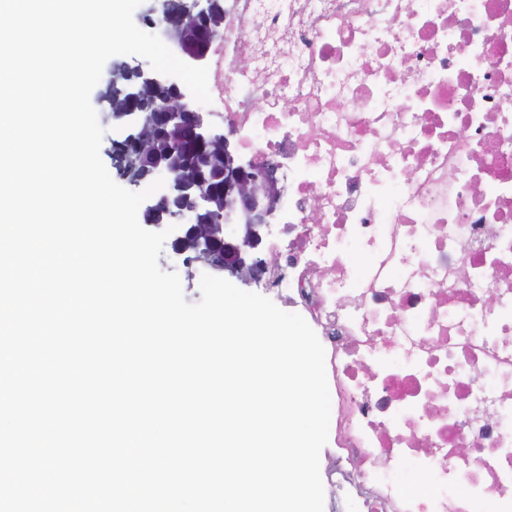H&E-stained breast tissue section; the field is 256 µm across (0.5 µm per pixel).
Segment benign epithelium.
I'll return each instance as SVG.
<instances>
[{
  "instance_id": "1",
  "label": "benign epithelium",
  "mask_w": 512,
  "mask_h": 512,
  "mask_svg": "<svg viewBox=\"0 0 512 512\" xmlns=\"http://www.w3.org/2000/svg\"><path fill=\"white\" fill-rule=\"evenodd\" d=\"M222 11L223 0H182L180 16L173 18L164 0L160 8L149 11L147 21L162 29L186 63L198 66L206 58V46L223 35V29L213 25ZM187 28L196 32L201 49L192 51L182 43L180 32ZM138 83L163 87L168 96L140 112H112L121 131L112 145L122 140L142 141L147 131L179 143L186 138L192 142L190 150L179 146L151 153L153 163L146 178L134 176L135 160L122 163L119 176L135 186L164 180L163 188L143 202V223L158 230L177 226L171 234L176 253H186V242L195 252L194 260L185 263L189 274L203 266L242 283L260 281L267 264L261 253L263 235L272 224L282 193L276 165L243 160L232 135L210 128L188 88L173 76L120 62L113 66L106 91L120 84L131 99ZM214 141L224 145L219 169L205 152ZM215 180L224 188V207L219 211L214 207Z\"/></svg>"
}]
</instances>
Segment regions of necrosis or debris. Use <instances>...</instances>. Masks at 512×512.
Returning <instances> with one entry per match:
<instances>
[{"label": "necrosis or debris", "mask_w": 512, "mask_h": 512, "mask_svg": "<svg viewBox=\"0 0 512 512\" xmlns=\"http://www.w3.org/2000/svg\"><path fill=\"white\" fill-rule=\"evenodd\" d=\"M209 53L284 186L262 286L326 351L334 512H512V0H231Z\"/></svg>", "instance_id": "necrosis-or-debris-1"}]
</instances>
